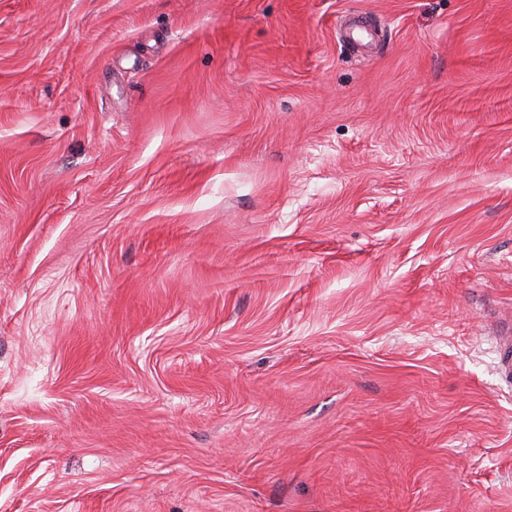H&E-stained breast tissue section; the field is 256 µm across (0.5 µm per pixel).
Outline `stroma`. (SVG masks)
Segmentation results:
<instances>
[{"mask_svg":"<svg viewBox=\"0 0 512 512\" xmlns=\"http://www.w3.org/2000/svg\"><path fill=\"white\" fill-rule=\"evenodd\" d=\"M512 0H0V512H512Z\"/></svg>","mask_w":512,"mask_h":512,"instance_id":"35a3bbf8","label":"stroma"}]
</instances>
